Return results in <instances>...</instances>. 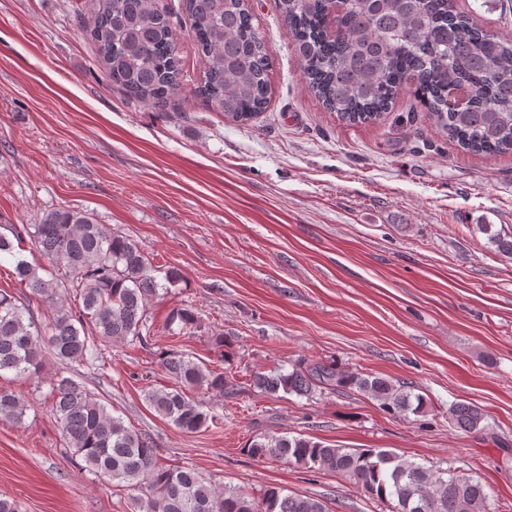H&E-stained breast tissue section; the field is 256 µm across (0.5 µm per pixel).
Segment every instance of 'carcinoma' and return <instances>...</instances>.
<instances>
[{
	"label": "carcinoma",
	"instance_id": "carcinoma-1",
	"mask_svg": "<svg viewBox=\"0 0 512 512\" xmlns=\"http://www.w3.org/2000/svg\"><path fill=\"white\" fill-rule=\"evenodd\" d=\"M293 38L303 79L327 110L349 124L386 119L402 93L417 98L435 127L475 155L512 152V38L486 32L449 0H279ZM198 51L206 61L195 96L224 119L250 122L269 102L272 67L264 40L253 24L251 0H181ZM93 44L106 79L126 98L164 110L183 89L180 49L171 13L159 0H93L79 21ZM471 92L461 106L448 105V88ZM33 238L56 268L28 262L14 242ZM14 263L15 278L47 301L52 316L41 329L29 309L0 290V376L44 383L43 358L63 363L101 358V345L152 340L147 307L159 291L181 281L175 267L160 269L129 238L97 223L93 214L70 208L46 213L38 224L4 227L0 256ZM79 297V310L65 307L59 289ZM179 332L196 328L197 314L173 312ZM159 365L173 387L151 389L146 403L186 433L216 421L194 393L232 395L234 378L178 351H163ZM54 422L85 467L109 483L139 492L137 512H329L312 497L270 487L252 497L230 484L218 491L199 473L158 464L153 442L125 426L83 386L63 378L50 383ZM251 386L267 394L311 398L322 389L349 387L388 413L416 417L428 402L409 386L381 376L324 363L300 364L251 374ZM27 405L0 387V418L23 421ZM482 409L456 402L448 423L470 433L481 429ZM247 452L284 460L346 478L391 512H488L481 482L454 469H433L379 448H342L303 437L262 436Z\"/></svg>",
	"mask_w": 512,
	"mask_h": 512
}]
</instances>
